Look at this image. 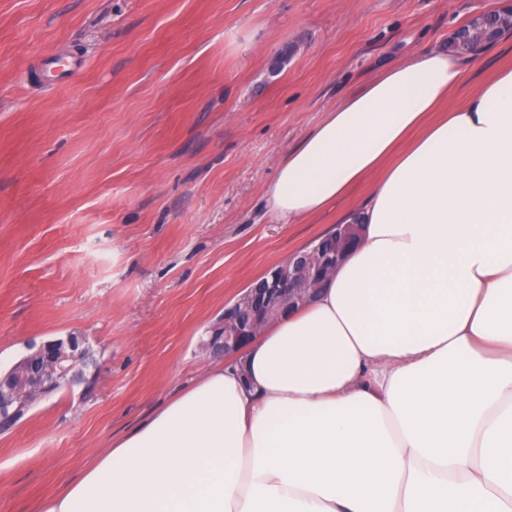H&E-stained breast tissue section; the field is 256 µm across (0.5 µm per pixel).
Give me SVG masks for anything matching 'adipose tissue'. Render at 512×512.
<instances>
[{
	"label": "adipose tissue",
	"instance_id": "obj_1",
	"mask_svg": "<svg viewBox=\"0 0 512 512\" xmlns=\"http://www.w3.org/2000/svg\"><path fill=\"white\" fill-rule=\"evenodd\" d=\"M462 79L414 52L288 151L266 213L375 177L359 246L39 512H512V67Z\"/></svg>",
	"mask_w": 512,
	"mask_h": 512
}]
</instances>
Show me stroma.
Returning a JSON list of instances; mask_svg holds the SVG:
<instances>
[{
    "label": "stroma",
    "instance_id": "1",
    "mask_svg": "<svg viewBox=\"0 0 512 512\" xmlns=\"http://www.w3.org/2000/svg\"><path fill=\"white\" fill-rule=\"evenodd\" d=\"M483 6L0 0V367L70 334L96 359L0 432V512H37L207 368L225 306L372 189L278 223L263 196L287 151ZM54 57L78 78L41 80ZM460 63L462 99L512 63V31Z\"/></svg>",
    "mask_w": 512,
    "mask_h": 512
}]
</instances>
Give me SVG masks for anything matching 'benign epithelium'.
Listing matches in <instances>:
<instances>
[{"label": "benign epithelium", "mask_w": 512, "mask_h": 512, "mask_svg": "<svg viewBox=\"0 0 512 512\" xmlns=\"http://www.w3.org/2000/svg\"><path fill=\"white\" fill-rule=\"evenodd\" d=\"M486 15L477 14L467 32L455 38L453 51L470 55L477 41H485ZM362 225L338 224L333 240H320L297 251L254 283L230 306L224 319L202 342L212 358L242 351L270 322L308 304L344 256L360 242ZM91 362L85 337L70 335L31 346V352L0 376V425L16 424L30 407L61 387L73 388L85 381Z\"/></svg>", "instance_id": "obj_1"}]
</instances>
